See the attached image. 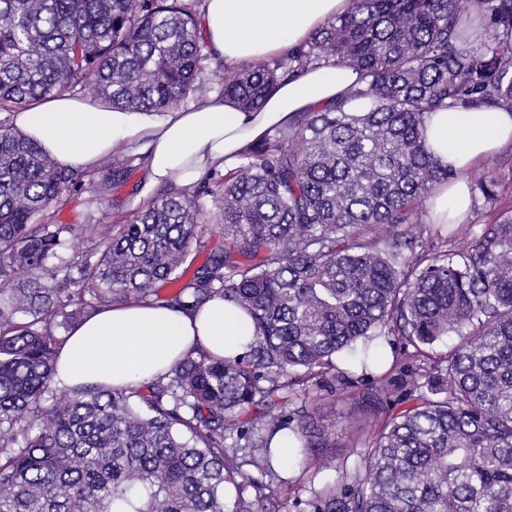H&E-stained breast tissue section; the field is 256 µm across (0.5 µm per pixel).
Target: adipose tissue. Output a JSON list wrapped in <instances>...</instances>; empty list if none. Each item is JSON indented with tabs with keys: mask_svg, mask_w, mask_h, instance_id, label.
<instances>
[{
	"mask_svg": "<svg viewBox=\"0 0 512 512\" xmlns=\"http://www.w3.org/2000/svg\"><path fill=\"white\" fill-rule=\"evenodd\" d=\"M349 6L350 0H204L202 36L226 65L255 62L298 48ZM358 79L349 69L310 66L299 77L281 81L256 112L218 93L190 108L162 113L126 112L63 94L20 110L16 124L62 169L91 171L106 156L146 142L151 181L188 190L211 167L233 168L250 142L287 125L295 113L348 99ZM509 143L510 111L439 108L430 113L427 149L457 173L430 197V223L465 222L472 205L471 173ZM248 336L246 313L221 298L191 314L144 303L115 305L71 331L53 382L61 388L124 387L165 373L197 345L219 357L243 354Z\"/></svg>",
	"mask_w": 512,
	"mask_h": 512,
	"instance_id": "obj_1",
	"label": "adipose tissue"
}]
</instances>
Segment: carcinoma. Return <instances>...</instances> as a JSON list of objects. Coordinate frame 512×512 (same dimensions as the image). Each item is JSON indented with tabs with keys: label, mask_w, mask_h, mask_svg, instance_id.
Here are the masks:
<instances>
[{
	"label": "carcinoma",
	"mask_w": 512,
	"mask_h": 512,
	"mask_svg": "<svg viewBox=\"0 0 512 512\" xmlns=\"http://www.w3.org/2000/svg\"><path fill=\"white\" fill-rule=\"evenodd\" d=\"M197 0H0V110L85 90L128 112H166L207 58ZM479 3L490 32L462 22ZM512 0H351L298 49L224 68L222 94L257 110L311 65L366 80L351 100L294 115L221 175L224 251L184 279L200 196L142 202L80 254L47 266L84 228L44 219L95 173L61 169L0 128V512H252L287 479L272 441L319 473L333 432L286 405L336 388V360L402 345L401 408L385 411L359 462L296 501L298 512H512V218L434 225L421 207L456 177L427 151V116L512 110ZM131 157L116 152L112 179ZM173 287L167 296L161 286ZM219 297L251 319L248 351H189L128 389H50L73 327L114 304L194 311ZM444 354L433 346L450 333ZM260 411L261 423L242 416ZM257 468L256 478L245 466ZM234 499L226 496L228 486Z\"/></svg>",
	"instance_id": "obj_1"
}]
</instances>
